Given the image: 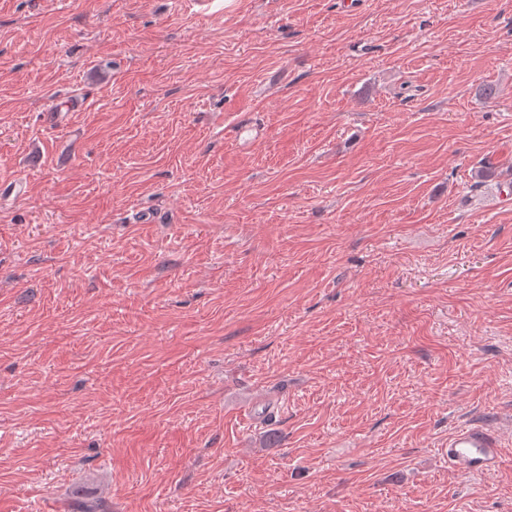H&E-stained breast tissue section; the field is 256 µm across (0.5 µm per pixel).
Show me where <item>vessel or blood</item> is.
Returning <instances> with one entry per match:
<instances>
[{"label": "vessel or blood", "instance_id": "b4317fda", "mask_svg": "<svg viewBox=\"0 0 512 512\" xmlns=\"http://www.w3.org/2000/svg\"><path fill=\"white\" fill-rule=\"evenodd\" d=\"M461 475L473 476L494 468L501 458V442L492 428L472 423L451 435L443 450Z\"/></svg>", "mask_w": 512, "mask_h": 512}]
</instances>
